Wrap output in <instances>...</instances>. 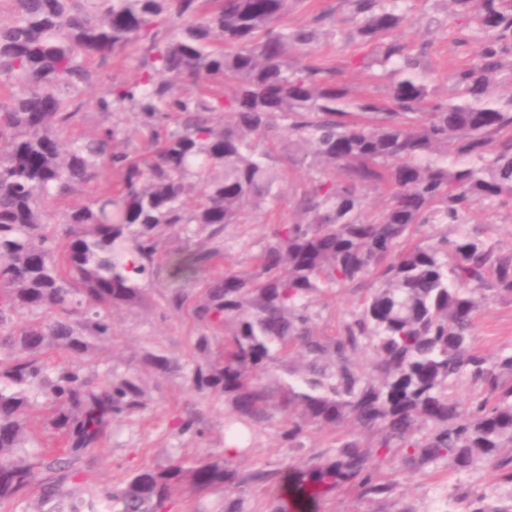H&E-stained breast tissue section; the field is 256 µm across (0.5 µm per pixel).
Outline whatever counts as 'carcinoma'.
<instances>
[{"label":"carcinoma","instance_id":"obj_1","mask_svg":"<svg viewBox=\"0 0 512 512\" xmlns=\"http://www.w3.org/2000/svg\"><path fill=\"white\" fill-rule=\"evenodd\" d=\"M0 22V512L33 488L40 512H167L174 492H220L221 512H246L238 494L277 480L269 512H312L348 485L363 498L389 492L380 459L394 450L450 472L486 468L512 485V355L497 362L471 346L488 297L512 301V250L472 229L482 207L512 208V96L491 87L512 73V0H445L462 21L467 61L448 72L453 95L434 93L429 44L400 38L411 0H347L353 39L399 78L381 97L353 96L339 66L296 61L328 35L330 13L281 20L304 0H7ZM134 50L139 77L109 79ZM102 91L93 100L85 89ZM232 92L224 95V85ZM93 108L104 116L78 132ZM135 114L136 127L124 121ZM311 170L302 220L271 223L248 246V269L205 277L245 224L279 201L277 162ZM87 197L78 192L87 185ZM388 202L368 212L365 190ZM452 226L422 245L419 228ZM203 235L161 263L167 238ZM166 275L164 309L189 310L202 329L191 388L224 398L239 421L280 414L281 437L301 448L313 425L342 429L333 457L242 472L237 453L171 457L113 484L83 477L117 419L143 410L135 373L99 376L73 362L112 335L111 311L134 307ZM360 306L333 334L318 333L315 298L361 288ZM374 352L370 373L354 357ZM67 361L49 369L43 354ZM299 357L301 371L263 377ZM140 363L180 369L160 351ZM468 379L484 395L463 404ZM49 404L53 438L27 461L33 394ZM81 485L75 497L68 486ZM461 512H512L508 502L460 489Z\"/></svg>","mask_w":512,"mask_h":512}]
</instances>
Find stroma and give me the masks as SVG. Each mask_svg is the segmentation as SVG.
<instances>
[{
	"label": "stroma",
	"mask_w": 512,
	"mask_h": 512,
	"mask_svg": "<svg viewBox=\"0 0 512 512\" xmlns=\"http://www.w3.org/2000/svg\"><path fill=\"white\" fill-rule=\"evenodd\" d=\"M316 8L329 10L330 28L336 36L315 44L310 59L346 66L345 79L352 94L369 91L379 95L383 85L374 83L372 70L363 66H348L349 57L366 55V47L352 41L350 32L354 23L347 5L342 0H316ZM457 25L448 17L444 0H415L410 22L403 31L404 41L432 43L427 59L433 70L434 86L438 96L450 95L448 72L459 60L453 44ZM280 184V199L274 214L254 213L250 223L229 225L224 235L231 240H257L267 231L269 218L284 222L300 219L297 208L298 186L306 179V166L284 164ZM170 283L159 279L150 286L143 304L135 308L118 307L112 312V337L97 344L86 362L98 374L111 370L139 372L149 394L144 411L114 422L107 439L97 451L87 476L89 479L110 483L120 480L126 472L145 465L165 462L177 454L186 459L198 455L221 452L224 447V422L230 414L223 400L204 397L190 389L186 372L193 366V342L197 327L188 313L162 317L163 298ZM472 346L475 350L497 360L512 353V302L487 300L475 318ZM145 349H155L177 359L183 373L159 375L139 369L135 356ZM193 413L200 420L203 438L193 439L177 432V417ZM245 446L238 461L243 471L255 469L278 470L283 462H300L313 456H330L334 434L330 430L311 427L304 447L289 448L283 443L276 421L255 423L244 430ZM381 475L391 483V491L376 499L358 498L353 490L327 493L319 502L318 512H436L443 492L454 487H470L489 495L507 496L511 488L500 483L497 472L479 469L463 473H447L434 467H415L400 454L392 452L380 464Z\"/></svg>",
	"instance_id": "35a3bbf8"
}]
</instances>
